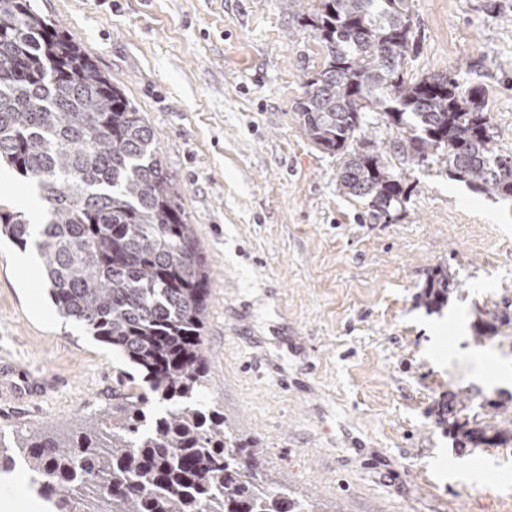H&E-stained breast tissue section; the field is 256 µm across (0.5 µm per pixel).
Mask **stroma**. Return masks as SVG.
<instances>
[{"instance_id":"obj_1","label":"stroma","mask_w":512,"mask_h":512,"mask_svg":"<svg viewBox=\"0 0 512 512\" xmlns=\"http://www.w3.org/2000/svg\"><path fill=\"white\" fill-rule=\"evenodd\" d=\"M153 128L211 272L204 400L327 512H512V453L458 450L444 406L512 421V199L413 166L390 220L336 186L297 104L325 50L282 0H36ZM410 75L483 87L512 153V0H408ZM0 240V437L112 411L126 362L62 316ZM447 303L419 295L436 268ZM482 390L487 406L472 402Z\"/></svg>"}]
</instances>
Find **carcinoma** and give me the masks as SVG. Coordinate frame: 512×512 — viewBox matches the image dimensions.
Returning <instances> with one entry per match:
<instances>
[{
	"instance_id": "1",
	"label": "carcinoma",
	"mask_w": 512,
	"mask_h": 512,
	"mask_svg": "<svg viewBox=\"0 0 512 512\" xmlns=\"http://www.w3.org/2000/svg\"><path fill=\"white\" fill-rule=\"evenodd\" d=\"M325 47L321 70L297 103L301 131L320 150L345 155L343 192L389 218L405 196L408 166L433 159L454 180L512 198V156L493 145L483 90L457 74L408 76L415 49L406 0H283ZM380 111L395 127L390 154L353 151ZM0 162L45 191L50 219L36 242L58 312L112 347L134 372L112 419L91 415L62 440L33 429L8 447L56 512H325L265 472L224 415L202 403L203 330L211 274L182 188L143 113L74 37L34 0H0ZM31 223L0 213V236L24 248ZM438 268L420 300H449ZM448 434L504 446L512 429L453 418ZM19 452H14V449Z\"/></svg>"
}]
</instances>
